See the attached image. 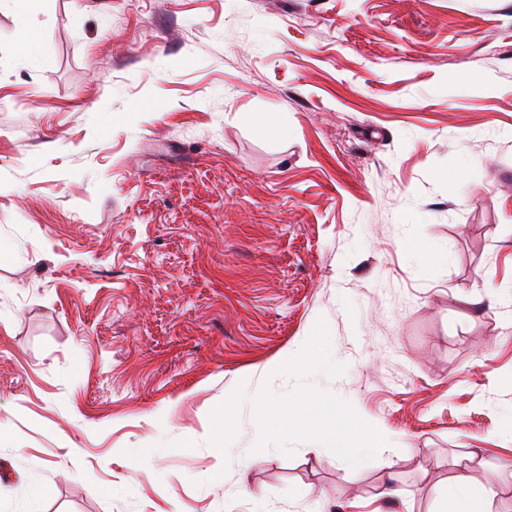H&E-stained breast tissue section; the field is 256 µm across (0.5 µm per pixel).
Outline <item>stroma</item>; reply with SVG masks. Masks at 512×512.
Masks as SVG:
<instances>
[{"instance_id": "obj_1", "label": "stroma", "mask_w": 512, "mask_h": 512, "mask_svg": "<svg viewBox=\"0 0 512 512\" xmlns=\"http://www.w3.org/2000/svg\"><path fill=\"white\" fill-rule=\"evenodd\" d=\"M511 413L512 0L0 4V512H512ZM274 417L264 424L268 435L273 438L285 436L288 431L281 428L283 419L288 415L295 405L291 402L277 401L273 403ZM483 464L481 449L473 448L466 453L459 465V473L448 485L447 494L442 496L445 508L436 512H490L488 503L497 494L496 485L490 482L477 487L468 474L471 468Z\"/></svg>"}]
</instances>
